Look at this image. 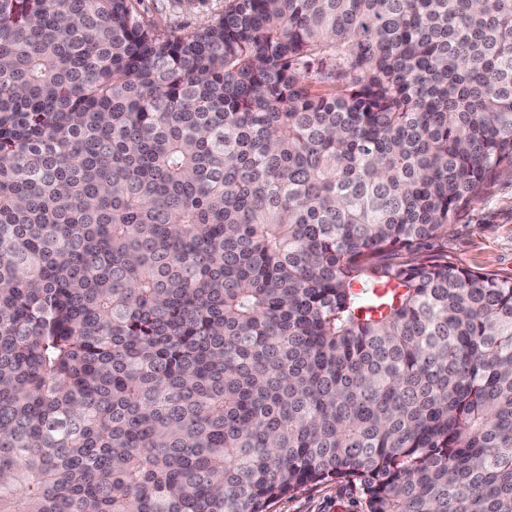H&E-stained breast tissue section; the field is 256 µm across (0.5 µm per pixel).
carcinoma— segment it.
Segmentation results:
<instances>
[{
    "label": "carcinoma",
    "instance_id": "1",
    "mask_svg": "<svg viewBox=\"0 0 512 512\" xmlns=\"http://www.w3.org/2000/svg\"><path fill=\"white\" fill-rule=\"evenodd\" d=\"M512 0H0V512H512ZM225 0H133L145 21L160 31L187 34L202 29L224 15ZM432 253L448 254L461 267L512 277V174L487 187L436 242ZM271 512H367L357 488L329 482L290 493L270 507Z\"/></svg>",
    "mask_w": 512,
    "mask_h": 512
}]
</instances>
